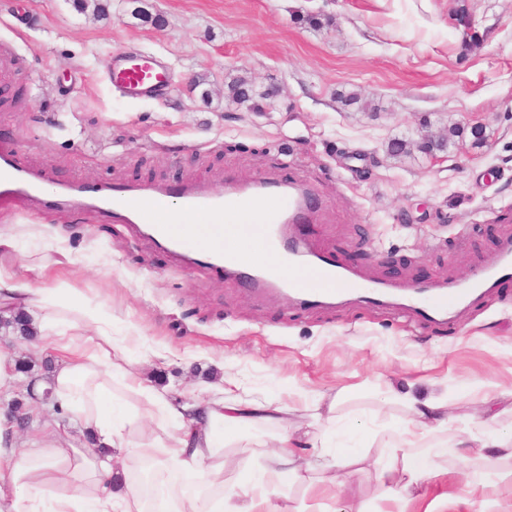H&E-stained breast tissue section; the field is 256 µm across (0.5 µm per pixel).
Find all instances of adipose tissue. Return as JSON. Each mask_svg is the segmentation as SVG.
<instances>
[{"instance_id": "ef3b65f1", "label": "adipose tissue", "mask_w": 512, "mask_h": 512, "mask_svg": "<svg viewBox=\"0 0 512 512\" xmlns=\"http://www.w3.org/2000/svg\"><path fill=\"white\" fill-rule=\"evenodd\" d=\"M40 274L47 285L34 288L0 265V296L51 332L50 343L60 354L51 374L52 397L80 416L94 445L85 450L60 442L49 448L26 446L9 436L7 416L0 411V512H280L273 486L300 482L306 469L290 420L293 406L235 394L207 402L172 398L147 386L113 337L103 305L91 303L48 267H41ZM125 391L150 402L160 429L154 444L134 439L139 415L123 401ZM400 401L411 418L380 464L381 476L393 483L396 512H408L412 489L444 475L452 456L476 455L496 480L512 482V470L503 467L512 458V435L488 434L476 448L464 434L433 443L430 435L448 421L441 399L410 391ZM266 425L279 428L275 449L254 443L251 468L225 480V448L239 445L242 428ZM157 447L165 455L154 464L155 479L171 472L192 474L198 495L161 489L153 507H146L141 487L127 481L118 464L129 457H151ZM216 485L223 490L221 497L201 506V494Z\"/></svg>"}]
</instances>
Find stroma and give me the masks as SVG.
<instances>
[{
  "mask_svg": "<svg viewBox=\"0 0 512 512\" xmlns=\"http://www.w3.org/2000/svg\"><path fill=\"white\" fill-rule=\"evenodd\" d=\"M105 16L72 0H0V44L12 50L0 82V141L49 168L55 179L91 182L186 178L250 180L287 174L315 188L326 208L298 225V238L366 275L415 283L463 279L490 263L512 231V0H102ZM469 9L476 35L453 24ZM320 19L313 27L308 17ZM127 52L165 62L166 99L126 97L103 78ZM235 78L255 92L277 85L261 111L225 97ZM358 91L376 111L343 106ZM484 128L483 141L470 129ZM463 127L447 150L387 157L395 138L413 141ZM15 249L0 264L42 287L35 268L70 258V282L104 303L113 335L140 362L149 385L173 396L220 397L234 383L295 404L302 456L315 461L325 420L367 421L383 431L361 473L316 474L326 512H392L376 476L409 412L390 400L407 388L448 400V432L474 415L475 432L512 433V412L481 424L470 385L512 387V283L458 312L445 327L353 302L330 312L264 302L226 278L177 263L129 224L93 213L0 208ZM166 351L165 360L153 353ZM0 352L29 357L0 408L22 401L21 439L44 446L51 431L69 446L84 429L54 402L32 399L30 377L53 352L0 326ZM479 459L448 460L410 506L438 496L444 512L465 491L483 497Z\"/></svg>",
  "mask_w": 512,
  "mask_h": 512,
  "instance_id": "1",
  "label": "stroma"
}]
</instances>
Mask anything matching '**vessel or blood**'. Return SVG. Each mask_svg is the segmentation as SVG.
Returning a JSON list of instances; mask_svg holds the SVG:
<instances>
[{"label": "vessel or blood", "mask_w": 512, "mask_h": 512, "mask_svg": "<svg viewBox=\"0 0 512 512\" xmlns=\"http://www.w3.org/2000/svg\"><path fill=\"white\" fill-rule=\"evenodd\" d=\"M104 78L130 97L162 96L171 83L164 62L136 53L112 61ZM12 203L31 211L88 212L114 224L147 225L149 238L176 258L196 268L227 270L251 293L292 306L333 309L357 299L422 323H446L459 307L512 278L511 233L502 237L495 261L465 281L406 286L359 274L326 252L291 240L289 225L309 222L325 206L314 188L296 178L56 182L47 168L25 161L13 144L0 142V205ZM172 204L192 217V224L155 223V212ZM244 244L261 247L272 263L262 266L244 259Z\"/></svg>", "instance_id": "b4317fda"}]
</instances>
